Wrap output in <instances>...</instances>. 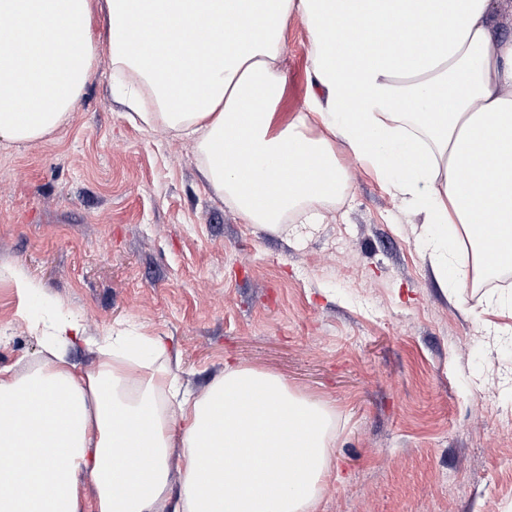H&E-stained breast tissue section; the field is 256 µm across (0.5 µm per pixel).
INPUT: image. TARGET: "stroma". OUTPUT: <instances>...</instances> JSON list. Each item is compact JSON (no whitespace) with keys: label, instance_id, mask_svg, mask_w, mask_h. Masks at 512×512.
<instances>
[{"label":"stroma","instance_id":"stroma-1","mask_svg":"<svg viewBox=\"0 0 512 512\" xmlns=\"http://www.w3.org/2000/svg\"><path fill=\"white\" fill-rule=\"evenodd\" d=\"M308 51L291 21L281 120L307 104ZM126 112L103 51L65 125L0 141V367L41 357L20 268L45 319L166 337L196 392L242 366L332 408L318 512L512 505V309L438 285L422 215L340 146L349 187L322 222L258 230L204 181L192 141ZM10 280L23 305L39 301L45 296L42 285L20 269H13L10 272Z\"/></svg>","mask_w":512,"mask_h":512}]
</instances>
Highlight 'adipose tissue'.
I'll return each instance as SVG.
<instances>
[{"instance_id": "obj_1", "label": "adipose tissue", "mask_w": 512, "mask_h": 512, "mask_svg": "<svg viewBox=\"0 0 512 512\" xmlns=\"http://www.w3.org/2000/svg\"><path fill=\"white\" fill-rule=\"evenodd\" d=\"M107 50L145 125L195 140L204 179L269 231L348 186L335 141L423 217L441 284L512 264V7L500 0H106ZM0 140L59 130L97 48L89 0H0ZM309 101L277 121L285 33ZM151 41L131 39L132 27ZM461 225L474 266L457 264ZM39 364L0 368V512H315L332 414L267 372L182 384L163 337L34 321ZM95 366L76 370L78 346ZM180 478L172 480V462Z\"/></svg>"}]
</instances>
